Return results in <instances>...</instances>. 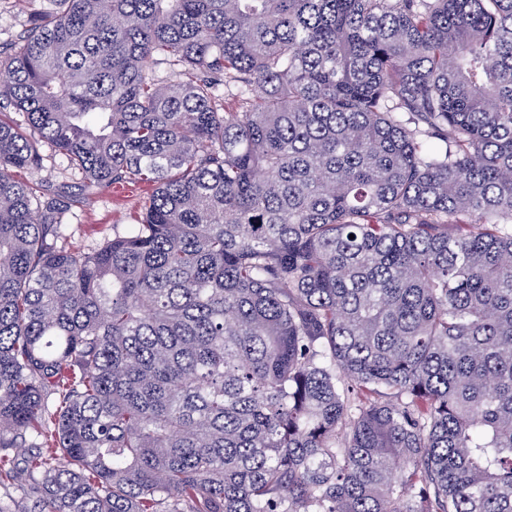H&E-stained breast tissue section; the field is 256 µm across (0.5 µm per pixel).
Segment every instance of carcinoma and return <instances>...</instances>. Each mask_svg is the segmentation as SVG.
Segmentation results:
<instances>
[{
  "instance_id": "cac0c4a2",
  "label": "carcinoma",
  "mask_w": 512,
  "mask_h": 512,
  "mask_svg": "<svg viewBox=\"0 0 512 512\" xmlns=\"http://www.w3.org/2000/svg\"><path fill=\"white\" fill-rule=\"evenodd\" d=\"M50 2L0 50V512H512V0ZM44 144L137 223L66 248Z\"/></svg>"
}]
</instances>
